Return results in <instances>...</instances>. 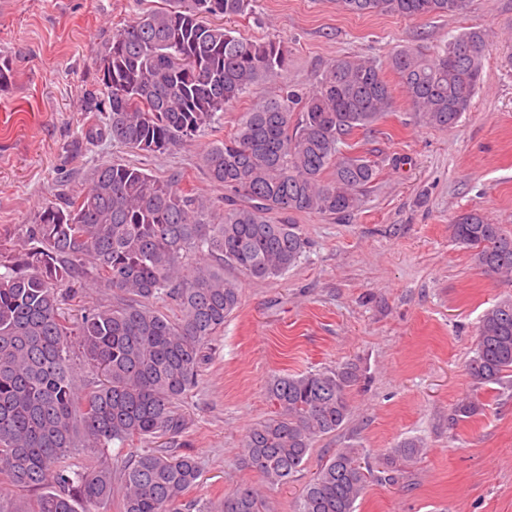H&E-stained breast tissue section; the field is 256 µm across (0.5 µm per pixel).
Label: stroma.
I'll return each instance as SVG.
<instances>
[{"instance_id":"1","label":"stroma","mask_w":512,"mask_h":512,"mask_svg":"<svg viewBox=\"0 0 512 512\" xmlns=\"http://www.w3.org/2000/svg\"><path fill=\"white\" fill-rule=\"evenodd\" d=\"M164 5L0 0V60L14 73L0 88V232L80 192L103 159L161 179L181 172L183 188L223 196L198 165L208 143L282 88L313 90L336 57L372 61L393 109L348 143L376 162L378 176L351 216L290 214L307 241L296 266L264 282L241 280L238 308L208 343L197 386L177 405L185 427L172 445L196 455L201 468L187 497L204 504L253 488L275 512H295L305 484L337 449L358 448L374 462L415 439L424 451L403 480L369 483L356 512H512V372L477 387L466 370L484 312L512 298V281L478 270L451 229L471 211L512 229V0H469L462 14L420 18L353 14L337 0H258L253 16L227 25L247 39L285 41L288 69L279 84L253 86L215 131L162 154L106 142L75 146L90 117L98 54L137 13ZM470 28L483 30L488 51L469 112L448 130L417 123L390 55L403 47L433 53ZM347 363L366 373L349 390V420L315 440L295 477L268 484L242 461L247 430L274 410L268 380ZM464 398L479 413L451 422Z\"/></svg>"}]
</instances>
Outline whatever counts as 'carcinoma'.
Returning a JSON list of instances; mask_svg holds the SVG:
<instances>
[{
	"label": "carcinoma",
	"instance_id": "obj_1",
	"mask_svg": "<svg viewBox=\"0 0 512 512\" xmlns=\"http://www.w3.org/2000/svg\"><path fill=\"white\" fill-rule=\"evenodd\" d=\"M256 0H168L116 30L100 55L99 89L87 110L105 112L82 129L87 141L161 154L212 129L254 85L288 67L277 38L249 41L208 18L253 12ZM361 15L406 18L461 13L466 0H338ZM487 39L459 33L428 55L395 51L398 75L415 115L427 126L454 127L479 88ZM390 87L372 63L333 60L308 93L285 89L243 114L234 131L199 155L212 198L119 160H102L75 197L42 206L17 236L0 234V474L35 493L33 506L0 512H90L119 497L120 512H184L197 484L194 455L151 449L130 456L119 487L97 458L74 469L73 456L117 441L171 439L182 432L178 402L195 386L204 349L240 301L234 269L263 282L295 266L305 247L295 212L347 216L358 210L377 177L374 161L343 153L341 143L369 130L392 107ZM477 268L512 275V231L479 213L452 225ZM90 288L112 302L66 315L65 305ZM173 305L171 317L155 306ZM100 373L84 391L72 348ZM512 371V300L488 309L478 327L468 372L476 385ZM360 377L350 363L303 375H278L266 385L274 415L251 426L243 463L270 484L299 473L316 438L350 416L349 388ZM479 411L453 407V419ZM405 440L374 474L358 449L339 448L306 485L297 512H355L366 484H395L422 454ZM219 512H270L263 496L242 489Z\"/></svg>",
	"mask_w": 512,
	"mask_h": 512
}]
</instances>
